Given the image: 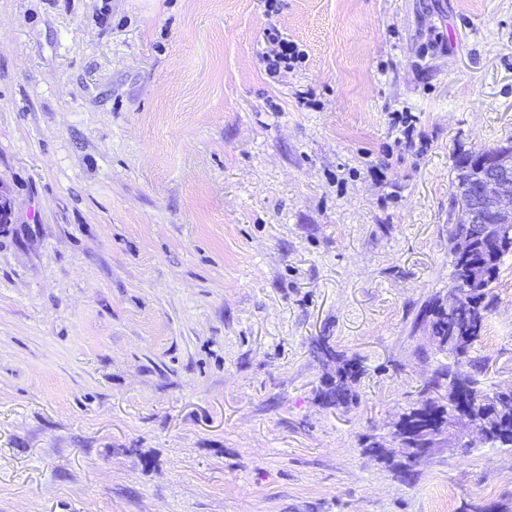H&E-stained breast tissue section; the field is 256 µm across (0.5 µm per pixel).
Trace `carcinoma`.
I'll list each match as a JSON object with an SVG mask.
<instances>
[{
  "label": "carcinoma",
  "mask_w": 512,
  "mask_h": 512,
  "mask_svg": "<svg viewBox=\"0 0 512 512\" xmlns=\"http://www.w3.org/2000/svg\"><path fill=\"white\" fill-rule=\"evenodd\" d=\"M484 151L480 148L460 154L454 161L453 184L455 188L472 186L479 181L484 167ZM512 255V240L493 242L476 234L464 224H454L448 231V255L452 277L462 281L463 288L456 298V307L447 312L446 303L438 299L424 304L419 318L425 323L427 333L438 350L448 354L451 361L437 368L431 386L419 391L415 402L394 424L391 437L398 440L408 432L418 434L423 447L432 448L440 436L450 433L453 427L452 410L456 406L459 389L470 394V418L485 429L496 448H512V414L506 416L487 411L480 400L496 392L485 385L486 367L469 359L472 346L485 328L490 311L489 285L498 275L505 256ZM364 370L355 358L342 360L336 377L326 384L324 396L338 405L353 402L356 394L353 385ZM446 389L445 398H435L431 391Z\"/></svg>",
  "instance_id": "carcinoma-1"
}]
</instances>
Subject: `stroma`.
Here are the masks:
<instances>
[{
    "mask_svg": "<svg viewBox=\"0 0 512 512\" xmlns=\"http://www.w3.org/2000/svg\"><path fill=\"white\" fill-rule=\"evenodd\" d=\"M510 139L512 0H0V512H512V448L388 439L454 159ZM491 294L510 387L512 256ZM264 44L266 51L263 53V60L269 74H276L282 68H289L302 53L296 43L289 41L275 29H267L264 32ZM363 374L364 370L356 358L342 359V364L336 370V377L326 384L324 396L338 405L352 403L356 397L352 390L353 385Z\"/></svg>",
    "mask_w": 512,
    "mask_h": 512,
    "instance_id": "35a3bbf8",
    "label": "stroma"
}]
</instances>
